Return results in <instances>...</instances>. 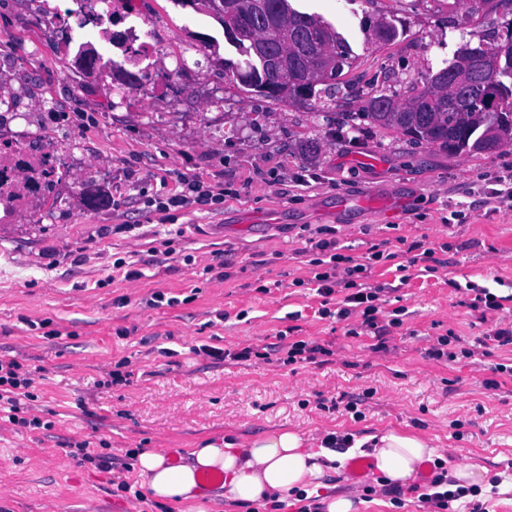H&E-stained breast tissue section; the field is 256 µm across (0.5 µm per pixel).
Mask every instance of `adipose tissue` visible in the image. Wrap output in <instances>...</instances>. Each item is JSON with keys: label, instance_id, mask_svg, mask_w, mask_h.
<instances>
[{"label": "adipose tissue", "instance_id": "1", "mask_svg": "<svg viewBox=\"0 0 512 512\" xmlns=\"http://www.w3.org/2000/svg\"><path fill=\"white\" fill-rule=\"evenodd\" d=\"M433 454L422 439L393 432L382 435L372 452L383 477L398 484L409 481ZM192 455V464L173 466L158 453H140L138 466L150 494L187 505L200 474L220 471L224 474L225 499L256 502L275 495L284 501L292 490L307 489L322 474L325 462L334 459L329 449L304 447L302 437L291 431L256 441L246 449L208 445L194 449Z\"/></svg>", "mask_w": 512, "mask_h": 512}]
</instances>
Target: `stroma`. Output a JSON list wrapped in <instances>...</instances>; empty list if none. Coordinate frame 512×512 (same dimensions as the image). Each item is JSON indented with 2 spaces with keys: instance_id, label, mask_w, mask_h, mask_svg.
I'll return each instance as SVG.
<instances>
[{
  "instance_id": "obj_1",
  "label": "stroma",
  "mask_w": 512,
  "mask_h": 512,
  "mask_svg": "<svg viewBox=\"0 0 512 512\" xmlns=\"http://www.w3.org/2000/svg\"><path fill=\"white\" fill-rule=\"evenodd\" d=\"M153 32L152 89L139 98L65 71V25L47 0H0V94L18 116L0 115V142L18 137L59 152L64 175L50 203L0 229V350L35 373L47 433L0 422V512H113L121 468L75 461L61 471L59 440H107L127 451L177 449L184 464L209 444L295 431L319 448L330 433L353 448L324 470L325 494H344L354 512H423L415 475L402 501L364 498L347 477L348 460L369 456L365 441L388 432L435 448L448 471L480 467L478 496L448 512H512V345L489 335L497 314L472 307L467 283L502 297L512 316V208L487 199L496 178L512 179V146L451 154L340 113L382 93L407 100L428 73L463 43L490 44L504 20L492 7L469 13L462 0H291L348 40L355 55L342 82L357 93L335 108L311 100L264 98L224 74L242 55L206 13L173 0H132ZM400 21L394 43L367 42L361 23ZM97 163L103 195L91 214L74 213L76 182ZM223 188L219 205L175 207L161 218L153 201L180 193V176ZM333 232L337 253L393 250L397 237L434 249L435 271L412 254L372 265L368 281L386 287V310L405 308L389 353L366 351L345 322L321 318L307 286L309 239ZM169 240L170 272L155 274L150 247ZM142 276L125 280L115 258ZM222 272H214V265ZM172 305L149 306L154 292ZM57 337H50V330ZM332 344L335 361L212 363L194 354L208 344L235 349L278 332ZM454 334L474 361L426 356L435 337ZM129 385L100 387L119 360ZM372 389L362 420L320 399Z\"/></svg>"
}]
</instances>
